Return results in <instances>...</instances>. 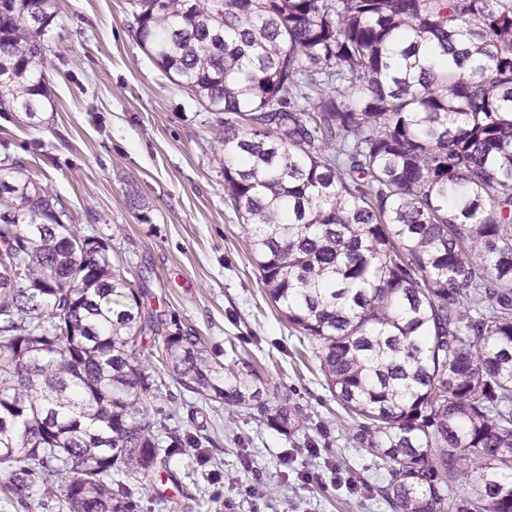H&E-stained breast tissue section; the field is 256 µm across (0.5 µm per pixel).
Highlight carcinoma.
Listing matches in <instances>:
<instances>
[{
	"instance_id": "carcinoma-1",
	"label": "carcinoma",
	"mask_w": 512,
	"mask_h": 512,
	"mask_svg": "<svg viewBox=\"0 0 512 512\" xmlns=\"http://www.w3.org/2000/svg\"><path fill=\"white\" fill-rule=\"evenodd\" d=\"M135 43L225 115L224 193L269 300L311 344L392 512H512V0H132ZM53 0H0V112L36 118ZM0 498L132 512L198 446L146 422L151 320L105 246L4 157ZM159 358L186 391L288 431L297 410L210 358ZM466 492L459 495L458 487Z\"/></svg>"
}]
</instances>
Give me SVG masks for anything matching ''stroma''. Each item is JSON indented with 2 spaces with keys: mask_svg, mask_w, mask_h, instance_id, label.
<instances>
[{
  "mask_svg": "<svg viewBox=\"0 0 512 512\" xmlns=\"http://www.w3.org/2000/svg\"><path fill=\"white\" fill-rule=\"evenodd\" d=\"M55 12L42 67L52 103L32 120L0 112V156L22 158L139 288L155 323L139 342L146 366L180 323L217 361L255 369L269 404L301 412L284 433L254 410L166 383L149 421L166 414L199 445L131 482L135 512H390L376 492L387 464L352 441L354 422L309 341L266 295L248 230L225 200L218 114L132 40L129 0H55Z\"/></svg>",
  "mask_w": 512,
  "mask_h": 512,
  "instance_id": "stroma-1",
  "label": "stroma"
}]
</instances>
